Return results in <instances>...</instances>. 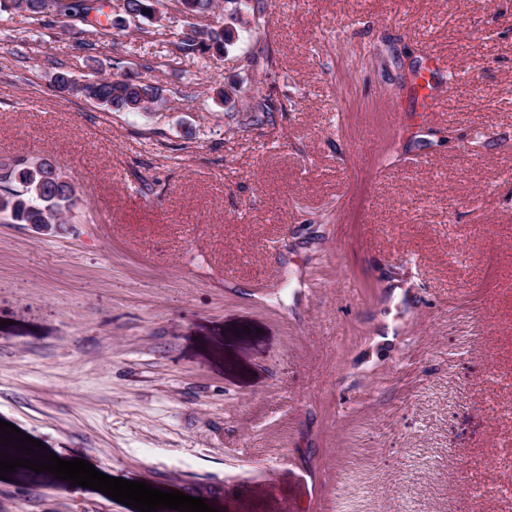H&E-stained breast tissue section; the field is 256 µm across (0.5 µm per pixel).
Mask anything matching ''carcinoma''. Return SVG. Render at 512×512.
<instances>
[{
	"mask_svg": "<svg viewBox=\"0 0 512 512\" xmlns=\"http://www.w3.org/2000/svg\"><path fill=\"white\" fill-rule=\"evenodd\" d=\"M158 0H126L131 18H152ZM66 17H79L104 35L112 26L101 0H7L0 3L3 11L15 10L40 18L49 8ZM232 33L224 27L198 29L191 25L181 32L179 49L184 52L224 51ZM52 84L61 93L94 101L109 111L143 112L161 97L160 89L130 77H99L82 84L67 71L52 75ZM75 185L62 165L53 159L19 160L0 158V222L3 224H63L62 206L75 197Z\"/></svg>",
	"mask_w": 512,
	"mask_h": 512,
	"instance_id": "obj_1",
	"label": "carcinoma"
}]
</instances>
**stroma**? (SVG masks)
I'll use <instances>...</instances> for the list:
<instances>
[{"mask_svg": "<svg viewBox=\"0 0 512 512\" xmlns=\"http://www.w3.org/2000/svg\"><path fill=\"white\" fill-rule=\"evenodd\" d=\"M105 3L90 51L0 13V157L77 198L0 223V420L217 512H505L472 495L512 479V0H218L220 55ZM430 50L455 82L412 126ZM98 69L164 106L51 82ZM0 512L134 510L20 467ZM52 84L61 93H68L96 102L115 112H143L161 97L159 87L130 77H98L82 84L67 71L52 75Z\"/></svg>", "mask_w": 512, "mask_h": 512, "instance_id": "35a3bbf8", "label": "stroma"}]
</instances>
